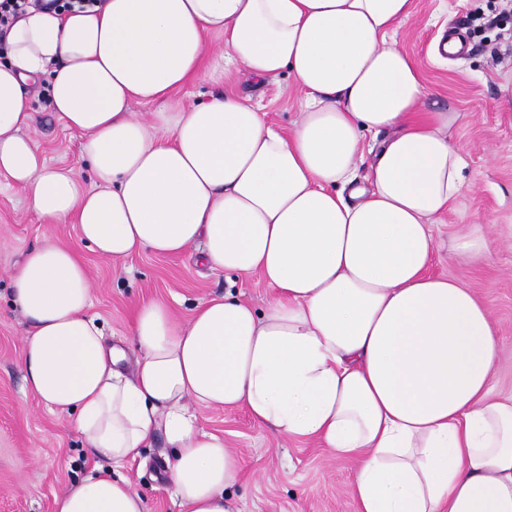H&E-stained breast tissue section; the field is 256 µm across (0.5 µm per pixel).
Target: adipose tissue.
<instances>
[{
  "mask_svg": "<svg viewBox=\"0 0 512 512\" xmlns=\"http://www.w3.org/2000/svg\"><path fill=\"white\" fill-rule=\"evenodd\" d=\"M412 0H104L29 10L0 60V174L42 223L76 225L115 261L147 249L259 275L264 311L218 296L187 323L139 306L138 354L106 346L72 248L25 254L13 299L28 321L25 381L101 460L55 512H145L116 466L157 437L182 512H233L240 455L195 407H245L288 438L355 461L357 512H512V397L492 394L489 308L430 274L434 226L467 188L458 113L426 112L419 71L392 40ZM288 74L302 98L289 133L244 97L185 103L229 66ZM83 137L94 178L48 167L26 136L29 88ZM148 107L138 118L133 104ZM388 131L354 184L369 133Z\"/></svg>",
  "mask_w": 512,
  "mask_h": 512,
  "instance_id": "1",
  "label": "adipose tissue"
}]
</instances>
